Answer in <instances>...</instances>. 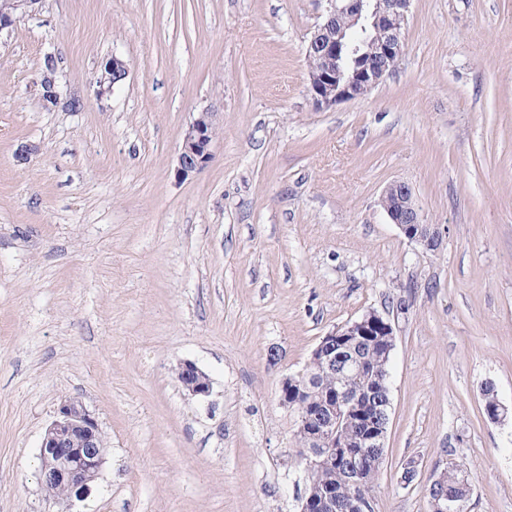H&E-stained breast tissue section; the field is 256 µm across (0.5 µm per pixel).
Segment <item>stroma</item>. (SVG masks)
<instances>
[{
  "label": "stroma",
  "instance_id": "obj_1",
  "mask_svg": "<svg viewBox=\"0 0 512 512\" xmlns=\"http://www.w3.org/2000/svg\"><path fill=\"white\" fill-rule=\"evenodd\" d=\"M325 7L43 0L0 32V512H299L280 381L370 309L396 334L376 512H430L449 459L468 512H512V419L491 422L482 395L512 406V0H412L392 74L318 110L305 48ZM49 53L79 111L43 106ZM113 54L129 75L102 95ZM202 111L212 160L185 180ZM398 180L440 251L390 224ZM183 361L209 397L182 390ZM65 398L106 446L74 502L36 474ZM216 136L214 113H197L187 128L179 146L178 175L185 179L206 167L212 159V144ZM176 373L179 384L189 395L199 398L210 396L212 392L211 379L195 363L191 361L180 363Z\"/></svg>",
  "mask_w": 512,
  "mask_h": 512
}]
</instances>
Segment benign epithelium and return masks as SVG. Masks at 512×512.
Wrapping results in <instances>:
<instances>
[{
	"label": "benign epithelium",
	"instance_id": "7a95c632",
	"mask_svg": "<svg viewBox=\"0 0 512 512\" xmlns=\"http://www.w3.org/2000/svg\"><path fill=\"white\" fill-rule=\"evenodd\" d=\"M323 21L317 26L306 49L308 80L306 92L312 105L326 110L339 103L365 96L381 84L400 61L411 0H328ZM42 0H11L0 9V31L23 16H32ZM129 74L126 62L111 56L99 78V94L112 91ZM40 95L45 106L61 98L57 69L51 65L40 78ZM216 136L215 114L197 113L179 146L178 175L185 179L201 171L212 159ZM381 206L391 223L411 243L438 251L443 238L438 228L425 222L412 186L395 181L382 192ZM381 342L386 351L395 348V334L388 315L370 309L361 317L321 337L306 366L320 365L331 371L349 367L365 369L364 359L349 356L358 344ZM177 380L189 395L207 398L212 392L209 376L195 363L184 361L177 368ZM312 387L304 371L285 376L279 387V403L288 408L306 436L311 453L303 454L305 491L300 512H373L374 499L367 476L381 462L389 424L390 399L373 400L374 389H340L326 400L308 398ZM359 417L367 422L362 435L347 441L337 434L341 420ZM101 429L95 415L81 402L67 399L59 404L46 427L38 458L41 481L69 490V498L83 500L91 493V482L103 464ZM328 471L338 472L337 481H324ZM359 486L362 494L350 489Z\"/></svg>",
	"mask_w": 512,
	"mask_h": 512
}]
</instances>
